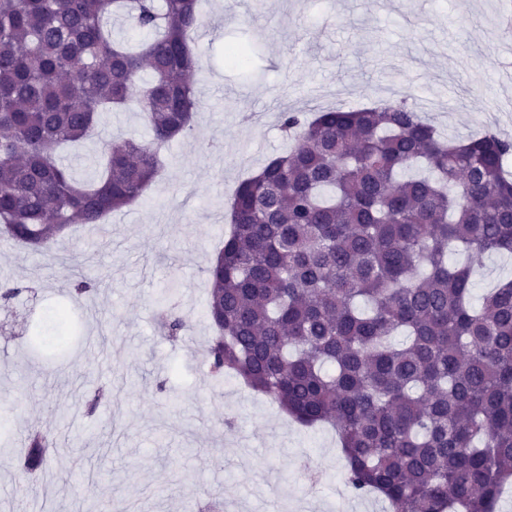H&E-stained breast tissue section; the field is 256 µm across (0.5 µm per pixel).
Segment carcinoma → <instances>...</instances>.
I'll return each mask as SVG.
<instances>
[{"instance_id": "obj_1", "label": "carcinoma", "mask_w": 512, "mask_h": 512, "mask_svg": "<svg viewBox=\"0 0 512 512\" xmlns=\"http://www.w3.org/2000/svg\"><path fill=\"white\" fill-rule=\"evenodd\" d=\"M145 37L131 49L105 21ZM200 0H0V239L49 248L138 202L190 132ZM133 105L152 141L101 140L96 183L63 145ZM294 145L242 181L211 259L212 377L297 423L336 425L344 478L389 512H496L512 481V280L471 304L454 252L512 254V142L441 135L406 103L283 112ZM52 441L28 439L43 469Z\"/></svg>"}]
</instances>
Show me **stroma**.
Segmentation results:
<instances>
[{
	"label": "stroma",
	"mask_w": 512,
	"mask_h": 512,
	"mask_svg": "<svg viewBox=\"0 0 512 512\" xmlns=\"http://www.w3.org/2000/svg\"><path fill=\"white\" fill-rule=\"evenodd\" d=\"M501 0H205L207 40L193 44L199 106L191 134L161 150L143 198L99 228L66 233L42 254L0 240V492L41 512H336L344 456L335 432L295 423L235 378L216 384L190 356L206 343V269L229 230L236 185L286 143L285 111L347 108L394 96L434 104L445 135L493 131L512 141V61L499 27ZM230 43L248 45L246 63ZM82 275L96 287L80 303ZM512 279V254L473 260L472 302L485 283ZM183 316L163 335L157 298ZM54 337L31 340L60 307ZM112 390L95 412L86 403ZM55 453L43 477L24 472L31 432Z\"/></svg>",
	"instance_id": "1"
}]
</instances>
